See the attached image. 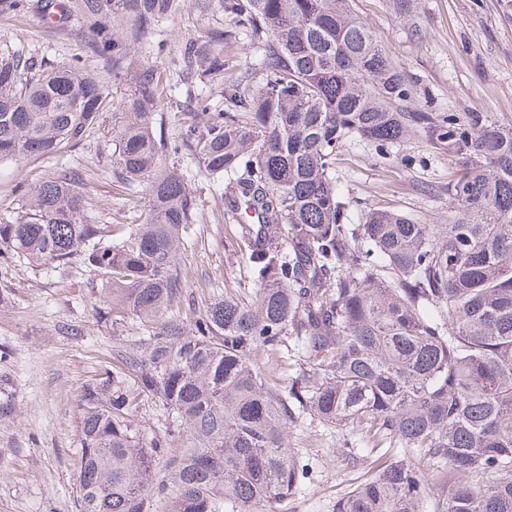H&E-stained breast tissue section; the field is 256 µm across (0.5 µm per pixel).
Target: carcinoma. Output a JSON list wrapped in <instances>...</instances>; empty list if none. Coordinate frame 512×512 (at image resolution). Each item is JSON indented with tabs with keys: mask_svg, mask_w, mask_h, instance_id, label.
<instances>
[{
	"mask_svg": "<svg viewBox=\"0 0 512 512\" xmlns=\"http://www.w3.org/2000/svg\"><path fill=\"white\" fill-rule=\"evenodd\" d=\"M186 3L0 0V16L84 38L61 61L0 54V160L72 148L116 110L113 167L149 212L95 223L66 169L0 222V253L58 269L80 257L110 285L99 321L138 324L77 401L80 512H275L306 475L288 443L305 417L381 460L334 512H512V127L412 105L352 0H195L205 39L187 38L172 70L141 61ZM240 34L255 52L243 72L224 56ZM414 137L454 164L448 223L353 215L341 152L358 142L388 160ZM189 161L238 227L250 285L195 317L175 310ZM290 338L301 358L284 385L264 360ZM151 404L164 419L146 431L135 417Z\"/></svg>",
	"mask_w": 512,
	"mask_h": 512,
	"instance_id": "carcinoma-1",
	"label": "carcinoma"
}]
</instances>
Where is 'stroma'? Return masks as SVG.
Wrapping results in <instances>:
<instances>
[{"instance_id":"obj_1","label":"stroma","mask_w":512,"mask_h":512,"mask_svg":"<svg viewBox=\"0 0 512 512\" xmlns=\"http://www.w3.org/2000/svg\"><path fill=\"white\" fill-rule=\"evenodd\" d=\"M354 10L400 63L414 100L444 112H491L512 125V0H421L412 19H397L389 0H355ZM207 17L195 8L164 24L167 47L149 54L165 68L184 39L200 37ZM22 51L50 59L82 53L81 41L52 32L36 14L0 16V53ZM120 113L106 112L82 143L62 153L0 162V220L16 215L24 189L73 167L84 175L90 213L101 224H141L142 194L132 193L112 167ZM417 165L377 159L362 145L338 162L341 187L355 205L401 209L430 224L448 221V157L424 141L406 145ZM199 220L181 247L182 310H204L213 295L241 288L244 260L237 227L201 172H193ZM103 281L82 265L52 271L12 255L0 256V512H78L73 465L77 400L100 368L115 360L116 339L96 318ZM288 438L310 468L304 487L278 512H333L360 468L339 452L343 434L310 422Z\"/></svg>"}]
</instances>
